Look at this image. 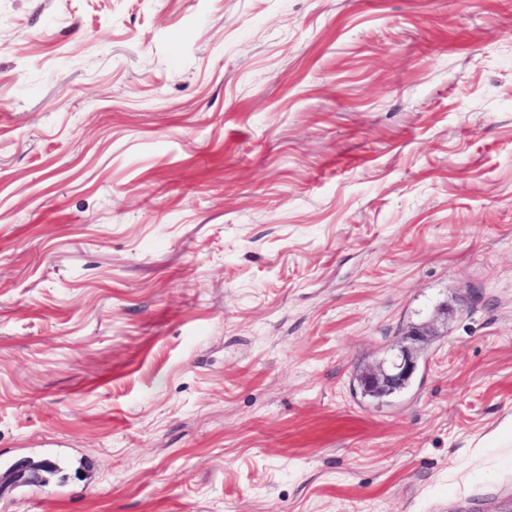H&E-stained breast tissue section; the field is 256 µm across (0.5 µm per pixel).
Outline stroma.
<instances>
[{
  "label": "stroma",
  "mask_w": 512,
  "mask_h": 512,
  "mask_svg": "<svg viewBox=\"0 0 512 512\" xmlns=\"http://www.w3.org/2000/svg\"><path fill=\"white\" fill-rule=\"evenodd\" d=\"M0 512H512V0H0ZM416 369L417 361L411 350L400 347L398 353L394 355L389 371L381 368L368 369L360 376V383L377 389L399 388L413 377ZM50 467L52 476L62 473V467L59 462L55 460L44 459L38 462L21 460L14 465L12 478L15 482L28 485H43L45 483L43 474L49 470Z\"/></svg>",
  "instance_id": "35a3bbf8"
}]
</instances>
